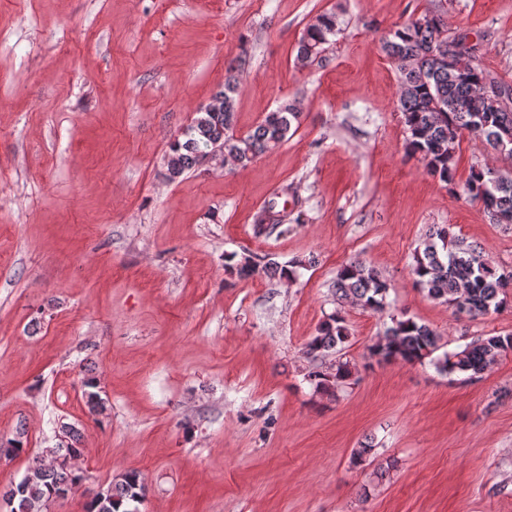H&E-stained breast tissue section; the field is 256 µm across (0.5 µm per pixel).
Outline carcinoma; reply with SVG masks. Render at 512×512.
I'll use <instances>...</instances> for the list:
<instances>
[{
  "instance_id": "cac0c4a2",
  "label": "carcinoma",
  "mask_w": 512,
  "mask_h": 512,
  "mask_svg": "<svg viewBox=\"0 0 512 512\" xmlns=\"http://www.w3.org/2000/svg\"><path fill=\"white\" fill-rule=\"evenodd\" d=\"M336 14L324 13L305 29L298 45L297 59L303 64L321 58L329 37L336 35ZM462 34L451 32L439 16L426 26L408 23L381 38V50L396 65L401 75L400 112L409 133L407 149L419 156L424 172L448 186L455 184L456 154L463 137L478 139L494 146L503 130L512 132V107L505 103L492 112H471L478 85H491L496 79L481 67L467 77L452 67L439 65L433 49L454 45ZM240 94L238 79L228 74L224 87L213 99L218 107L207 106L170 144L165 155L168 177L175 180L185 172L203 165L208 153L218 150L233 166L247 167L257 156L272 150L288 138L300 112L293 102H284L253 130L245 135L235 132L236 102ZM468 199L483 204L495 224H512V175L494 173L489 169L472 168L462 186ZM256 223L276 229L284 219L267 203L258 212ZM231 272L244 278L291 276L293 270L278 262L253 255H244ZM415 283L435 300L442 301L471 318L486 316L500 310L505 289L512 286V272L499 271L481 258L472 246H463L450 233L449 227L434 228L416 249L412 267ZM388 285L378 272L360 259L344 265L336 275L334 295L340 303H354L366 310L382 312L386 307ZM348 328L341 312L329 316L317 328L306 345L314 357L346 343ZM438 349V334L426 324L413 319H394L383 336L370 348V354L381 361L420 362ZM512 352V335L490 336L467 345L461 351L445 352L433 359L436 370L445 375L478 374L499 357ZM351 376L346 362L336 364L332 372L313 371L309 380L315 391L335 395L336 388ZM89 412L102 415L106 410L100 395L98 377L88 372L81 380ZM65 440L49 449L50 462L36 459L25 477L14 487L0 494L12 503L11 512H43L48 503L70 494L85 479V472L76 469L71 460L80 458L79 434L70 424L62 425ZM145 486L136 473H125L86 512H137L129 508L144 497Z\"/></svg>"
}]
</instances>
